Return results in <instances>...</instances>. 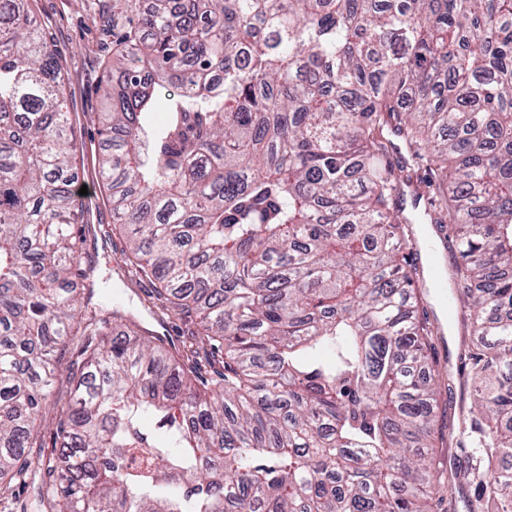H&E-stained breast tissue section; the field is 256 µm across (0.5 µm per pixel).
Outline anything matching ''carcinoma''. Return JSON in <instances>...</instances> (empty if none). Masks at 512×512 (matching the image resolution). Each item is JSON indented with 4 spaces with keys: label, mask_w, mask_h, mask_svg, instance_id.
I'll return each instance as SVG.
<instances>
[{
    "label": "carcinoma",
    "mask_w": 512,
    "mask_h": 512,
    "mask_svg": "<svg viewBox=\"0 0 512 512\" xmlns=\"http://www.w3.org/2000/svg\"><path fill=\"white\" fill-rule=\"evenodd\" d=\"M172 3L116 51L99 168L123 267L195 325L182 349L100 314L55 49L0 0V504L64 373L44 512H432L446 438L469 512H512V0ZM417 222L445 229L475 337L446 435Z\"/></svg>",
    "instance_id": "carcinoma-1"
}]
</instances>
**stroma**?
I'll list each match as a JSON object with an SVG mask.
<instances>
[{
	"mask_svg": "<svg viewBox=\"0 0 512 512\" xmlns=\"http://www.w3.org/2000/svg\"><path fill=\"white\" fill-rule=\"evenodd\" d=\"M149 5L150 0H131L125 20L116 24L112 21V0H31L42 32L57 50L64 77V106L73 138L81 147L76 163L79 182L88 189L83 197L86 220L95 227L112 222V206L98 172L100 136L96 119L107 66L130 22L137 20ZM122 247V240L112 236L89 241L88 255L95 269L100 300L123 303L173 344H183L194 329L192 322L174 314L160 323L151 317L144 303L152 298V286L121 268ZM423 302L434 321L432 345L439 369L455 375L463 373L465 336L461 319L442 312L432 288H425Z\"/></svg>",
	"mask_w": 512,
	"mask_h": 512,
	"instance_id": "obj_1",
	"label": "stroma"
}]
</instances>
